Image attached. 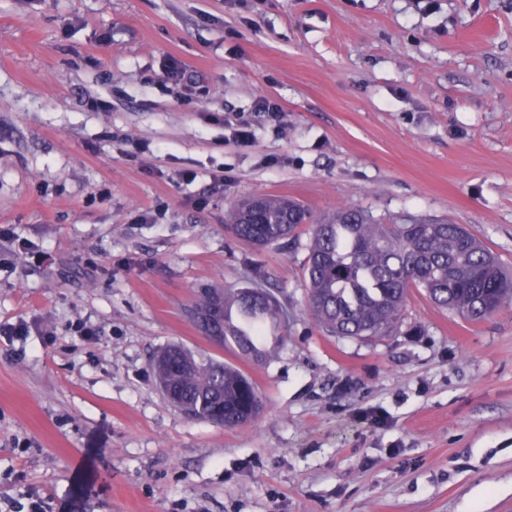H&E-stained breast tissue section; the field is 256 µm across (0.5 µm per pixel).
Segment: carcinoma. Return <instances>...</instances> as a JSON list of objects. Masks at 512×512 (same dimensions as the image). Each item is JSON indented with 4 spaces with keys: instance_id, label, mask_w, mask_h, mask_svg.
Here are the masks:
<instances>
[{
    "instance_id": "obj_1",
    "label": "carcinoma",
    "mask_w": 512,
    "mask_h": 512,
    "mask_svg": "<svg viewBox=\"0 0 512 512\" xmlns=\"http://www.w3.org/2000/svg\"><path fill=\"white\" fill-rule=\"evenodd\" d=\"M309 221L301 204L262 194L238 206L224 228L263 247L294 237ZM306 249L308 307L331 336L369 340L392 332L414 288L471 321L486 319L512 297V276L458 224H376L347 207L311 225ZM215 305L224 336L221 346L249 360L272 357L265 337L287 330L288 315L267 289L200 288L191 318L198 330L208 326L207 315ZM154 376L192 416L213 424L242 425L262 408L255 384L243 371L181 346H167L157 354Z\"/></svg>"
}]
</instances>
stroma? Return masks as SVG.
Segmentation results:
<instances>
[{
	"instance_id": "1",
	"label": "stroma",
	"mask_w": 512,
	"mask_h": 512,
	"mask_svg": "<svg viewBox=\"0 0 512 512\" xmlns=\"http://www.w3.org/2000/svg\"><path fill=\"white\" fill-rule=\"evenodd\" d=\"M260 194L461 224L512 271V0H0V512H512V302L416 289L397 333L325 335L307 232L224 229ZM257 280L288 313L265 362L186 313ZM170 344L243 370L259 415L168 404Z\"/></svg>"
}]
</instances>
